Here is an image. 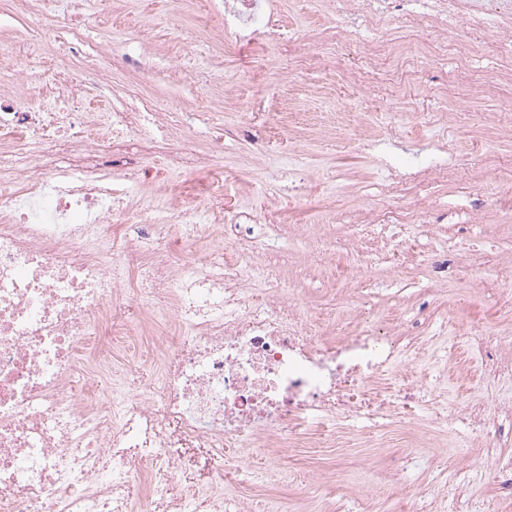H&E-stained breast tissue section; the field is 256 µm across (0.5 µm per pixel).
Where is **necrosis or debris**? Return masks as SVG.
<instances>
[{
    "label": "necrosis or debris",
    "mask_w": 512,
    "mask_h": 512,
    "mask_svg": "<svg viewBox=\"0 0 512 512\" xmlns=\"http://www.w3.org/2000/svg\"><path fill=\"white\" fill-rule=\"evenodd\" d=\"M411 1L336 0V12L423 26L461 56L491 33L495 56L512 60V0ZM14 3L44 36L76 28L73 11L51 0ZM276 10L277 0L209 8L225 33L271 42L287 33ZM363 54L348 71L356 85L396 48L380 37ZM82 94L78 76L54 74L0 99V144L12 149V172L0 176V512H224L223 472L245 449L343 448L357 431L379 447L394 419H415L426 405L417 385L385 380L430 343L413 349L361 323L327 341L265 266L242 271L220 245L203 260L184 249L199 233L226 237L221 212L132 206L101 167L45 163L105 146L82 120ZM194 121L145 99L113 112L111 138ZM135 308L171 312L177 330L149 351L147 396L106 402L86 383L103 371L99 347H135ZM466 343L485 385L512 376V357L490 347L484 327ZM427 424L480 437L512 490V433L498 410L469 401L430 412Z\"/></svg>",
    "instance_id": "4bbe7bcc"
}]
</instances>
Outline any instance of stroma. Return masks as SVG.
<instances>
[{
    "label": "stroma",
    "instance_id": "obj_1",
    "mask_svg": "<svg viewBox=\"0 0 512 512\" xmlns=\"http://www.w3.org/2000/svg\"><path fill=\"white\" fill-rule=\"evenodd\" d=\"M285 25L300 29L299 45L286 40L240 42L224 35L220 19L204 33L198 20L206 0H77L85 22L76 33L40 40L0 0V95L18 96L28 77L13 54L31 53L39 72L52 73L73 61L74 50L116 56L111 83L85 74L102 101L90 114L98 123L113 105L135 111L150 96L165 112H194L196 126L171 129L168 137L184 157L176 168L161 169L152 181L130 187V202L172 208L185 201L209 202L215 168L224 171V212L271 206L266 230L270 249L259 263L293 291L308 315L321 318L323 333L345 335L349 318L361 315L385 332L420 337L438 328V349L453 350V364L430 358L414 363L410 379L427 384L440 405L484 396L479 369H461L463 336L471 323L512 337V281L501 279L500 261L512 258V209L499 203L512 180V125H493L498 95L488 83L498 62L489 43L471 57L481 92L465 87L460 102L438 94L437 86L455 60L428 39L416 65L397 58L369 85L352 86L336 63L337 28L359 32L350 47L360 56L370 32L361 20H337L331 0H279ZM319 51V65L302 70L311 89L327 87L326 97H304L278 122L277 90L287 82L283 65L306 50ZM378 113L370 125L381 155L394 165L403 185L386 195L385 181L371 159L346 146L348 131L337 125L342 105ZM457 143L449 165L465 178L442 176L427 167L441 139ZM153 132L111 144L98 163L124 181L151 163ZM502 161L483 170L486 147ZM302 179L307 192L291 195L288 183ZM424 202L429 221H414L415 202ZM318 244L323 254L312 260ZM409 425L395 427L384 448H266L270 468L304 476L300 485L262 478L255 487L226 481L224 493L252 501H281L286 512H408L417 485L441 482L446 472L477 475L472 494L491 499L492 512H512V495L497 494V473L479 444L458 448L451 430L430 432L416 447ZM247 450L245 458L255 457ZM403 457L408 468L392 483L384 460Z\"/></svg>",
    "mask_w": 512,
    "mask_h": 512
}]
</instances>
